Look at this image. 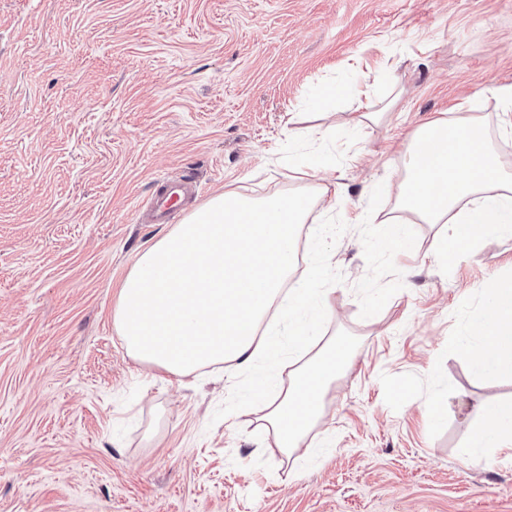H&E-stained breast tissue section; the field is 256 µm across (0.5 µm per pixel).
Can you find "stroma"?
<instances>
[{"label":"stroma","mask_w":512,"mask_h":512,"mask_svg":"<svg viewBox=\"0 0 512 512\" xmlns=\"http://www.w3.org/2000/svg\"><path fill=\"white\" fill-rule=\"evenodd\" d=\"M512 0H0V512H512V458L468 460L472 410L512 401L451 344L512 277V234L450 266L437 224L375 241L407 137L472 117L512 172ZM399 100L352 128L366 102ZM298 273L330 289L325 339L351 357L295 459L260 428L247 375L154 376L112 307L163 181L315 193ZM441 403L445 414L429 419Z\"/></svg>","instance_id":"stroma-1"}]
</instances>
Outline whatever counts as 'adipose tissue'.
I'll return each instance as SVG.
<instances>
[{
	"label": "adipose tissue",
	"instance_id": "obj_1",
	"mask_svg": "<svg viewBox=\"0 0 512 512\" xmlns=\"http://www.w3.org/2000/svg\"><path fill=\"white\" fill-rule=\"evenodd\" d=\"M396 209L380 226V246L402 252L413 244L411 225L438 224L437 255L450 265L484 236L512 232V173L479 122L438 119L411 138ZM309 213L280 193L211 197L138 256L112 322L130 357L148 369L185 376L225 363L252 370L250 394L264 401L262 427L286 452L318 457L321 449L303 438L348 353L335 341H313L329 318L326 293L287 286L297 267L295 231ZM481 292V310L452 347L477 375L511 380L512 279L492 278ZM285 351L293 363L288 386L269 392L256 365L276 366ZM474 415L464 455L512 448V402L478 406Z\"/></svg>",
	"mask_w": 512,
	"mask_h": 512
}]
</instances>
